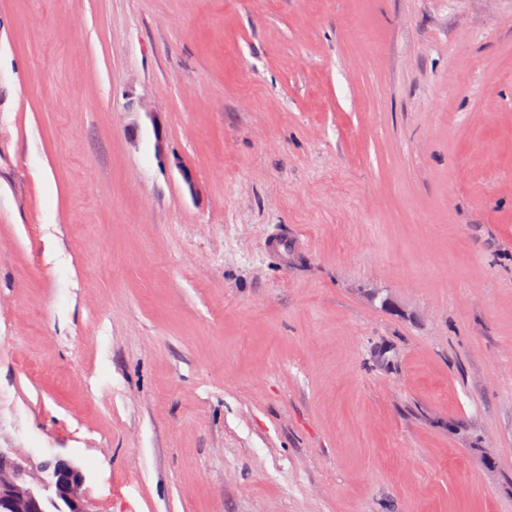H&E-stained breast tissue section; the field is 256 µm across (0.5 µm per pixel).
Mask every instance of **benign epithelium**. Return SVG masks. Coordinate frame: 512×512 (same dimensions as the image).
I'll return each instance as SVG.
<instances>
[{
  "instance_id": "obj_1",
  "label": "benign epithelium",
  "mask_w": 512,
  "mask_h": 512,
  "mask_svg": "<svg viewBox=\"0 0 512 512\" xmlns=\"http://www.w3.org/2000/svg\"><path fill=\"white\" fill-rule=\"evenodd\" d=\"M85 483L82 469L68 459L34 471L0 452V512H91Z\"/></svg>"
}]
</instances>
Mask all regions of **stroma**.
I'll list each match as a JSON object with an SVG mask.
<instances>
[{
  "label": "stroma",
  "mask_w": 512,
  "mask_h": 512,
  "mask_svg": "<svg viewBox=\"0 0 512 512\" xmlns=\"http://www.w3.org/2000/svg\"><path fill=\"white\" fill-rule=\"evenodd\" d=\"M0 451L512 512V0H0Z\"/></svg>",
  "instance_id": "35a3bbf8"
}]
</instances>
